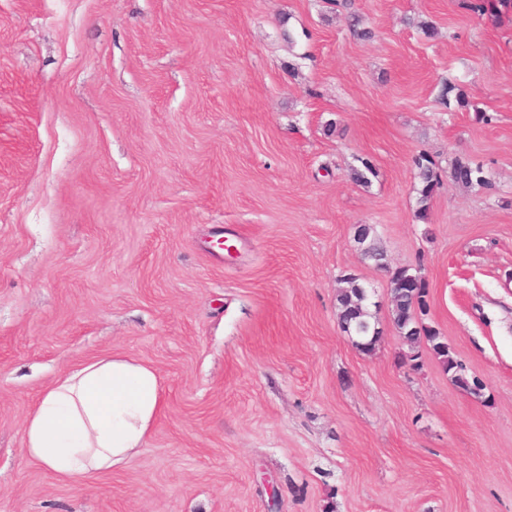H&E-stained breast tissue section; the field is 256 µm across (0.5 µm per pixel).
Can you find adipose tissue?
Masks as SVG:
<instances>
[{"label": "adipose tissue", "mask_w": 512, "mask_h": 512, "mask_svg": "<svg viewBox=\"0 0 512 512\" xmlns=\"http://www.w3.org/2000/svg\"><path fill=\"white\" fill-rule=\"evenodd\" d=\"M161 404L152 366L120 354L95 358L41 393L23 423L24 453L62 481L120 469L144 448Z\"/></svg>", "instance_id": "obj_1"}]
</instances>
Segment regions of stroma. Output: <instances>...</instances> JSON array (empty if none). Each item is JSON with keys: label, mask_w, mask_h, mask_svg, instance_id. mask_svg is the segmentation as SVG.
<instances>
[{"label": "stroma", "mask_w": 512, "mask_h": 512, "mask_svg": "<svg viewBox=\"0 0 512 512\" xmlns=\"http://www.w3.org/2000/svg\"><path fill=\"white\" fill-rule=\"evenodd\" d=\"M423 153L490 188L416 219ZM362 224L481 394L400 338ZM112 354L158 371L162 413L124 468L60 481L23 419ZM0 512H512V9L0 0ZM448 184L465 189L475 187L489 188L490 183L484 175L483 166L469 158H457L448 169ZM343 281L348 286L340 289L336 297L341 326L344 331H348V328H350L354 340H358V336H365L362 340L364 343H355V345H358L364 352L371 353L375 350L380 336H378L379 331H376V334L373 335L376 320L367 300L364 298V296L370 297V292L363 285L360 286L361 292L360 284L352 277H347ZM365 324L369 325L368 331L359 333V328Z\"/></svg>", "instance_id": "1"}]
</instances>
